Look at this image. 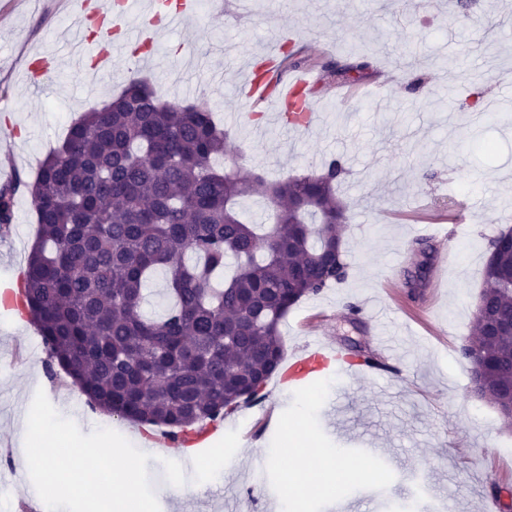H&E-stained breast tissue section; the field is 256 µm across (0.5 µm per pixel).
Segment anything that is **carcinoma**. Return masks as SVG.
I'll return each mask as SVG.
<instances>
[{
    "mask_svg": "<svg viewBox=\"0 0 512 512\" xmlns=\"http://www.w3.org/2000/svg\"><path fill=\"white\" fill-rule=\"evenodd\" d=\"M309 65L301 47L278 72ZM366 60L322 70L359 83ZM224 131L195 103L162 100L135 75L99 110L72 123L34 175L0 186V231L26 191L37 238L18 292L58 366L92 407L185 440L241 402L285 355L280 324L302 299L344 282L349 206L338 158L320 172L272 182L216 165ZM258 197L272 223L241 220L239 199ZM167 274L172 303L142 310L152 274ZM512 248L485 263L481 299L512 320ZM493 384L512 382V334L480 343Z\"/></svg>",
    "mask_w": 512,
    "mask_h": 512,
    "instance_id": "carcinoma-1",
    "label": "carcinoma"
}]
</instances>
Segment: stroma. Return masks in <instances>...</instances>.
Returning <instances> with one entry per match:
<instances>
[{"mask_svg":"<svg viewBox=\"0 0 512 512\" xmlns=\"http://www.w3.org/2000/svg\"><path fill=\"white\" fill-rule=\"evenodd\" d=\"M77 22L73 0H0V118L26 130L23 139L0 145V168L32 175L70 123L111 101L133 73L164 100L214 112L235 148L231 164L241 170L282 180L343 158L349 275L289 311L280 326L285 356H298L310 322L339 355H370L381 334L400 353L378 375L322 373L294 392L273 375L261 402L224 416L217 428L223 484L197 487L190 472L183 489L170 492L173 459L168 450L152 452L147 467L161 512H272L273 502L289 495L276 454L293 426L349 458L373 454L377 470L390 475L346 482L332 498L309 496L299 512H392L421 480L433 503L485 512L494 497L497 512H506L512 455L502 449L512 447V429L491 402L470 397L459 349L473 334L489 241L512 227V110L495 107L512 94L501 84L512 76V0H477L465 14L448 0H257L247 12L238 0H207L176 28L153 31L163 53L120 57L99 73L75 64L82 49L68 34ZM288 41L322 62L367 56V90L388 68L402 66L404 74L387 87L382 109L346 98L335 80L317 79L312 98L321 120L285 131L270 106L236 90L256 59L282 52ZM32 55L54 60L46 82L28 79ZM490 64L496 75L483 83L487 111L474 125L462 124L457 115L471 101V80ZM416 80L420 88L410 91ZM486 143L493 153L483 151ZM35 232L29 198L19 195L13 231L0 234V277L25 267ZM383 289L393 290L394 300L380 298ZM37 336L32 322L0 315V447L9 451L0 457V512H20L21 501L36 496L32 482L16 484L10 473L19 467L13 427L37 391L83 433L110 428L147 446L137 424L87 413L71 378L49 371L34 353ZM34 366L36 389L28 385ZM335 405L347 431L329 425Z\"/></svg>","mask_w":512,"mask_h":512,"instance_id":"obj_1","label":"stroma"}]
</instances>
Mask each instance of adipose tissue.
Listing matches in <instances>:
<instances>
[{
  "label": "adipose tissue",
  "instance_id": "1",
  "mask_svg": "<svg viewBox=\"0 0 512 512\" xmlns=\"http://www.w3.org/2000/svg\"><path fill=\"white\" fill-rule=\"evenodd\" d=\"M291 444L286 481L294 500L304 499L314 491L335 492L343 479H364L369 475L371 460H364L356 469L344 467L342 453L320 448L309 430L287 431Z\"/></svg>",
  "mask_w": 512,
  "mask_h": 512
}]
</instances>
